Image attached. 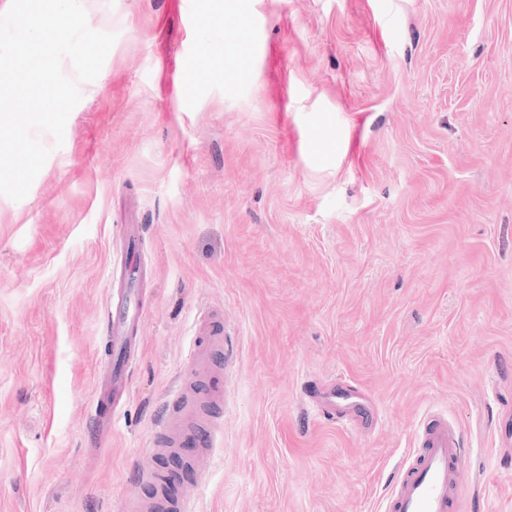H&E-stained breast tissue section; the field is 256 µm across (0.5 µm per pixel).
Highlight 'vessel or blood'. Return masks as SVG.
Returning a JSON list of instances; mask_svg holds the SVG:
<instances>
[{
	"mask_svg": "<svg viewBox=\"0 0 512 512\" xmlns=\"http://www.w3.org/2000/svg\"><path fill=\"white\" fill-rule=\"evenodd\" d=\"M143 318L137 289H128L106 311V328L112 351L100 365L91 414L96 435L109 439L112 418L129 387V370L138 353L132 330ZM202 339L193 343L189 353L192 378L181 381L173 395L179 409L164 415L159 430L151 437L154 448L178 447L184 436L198 437L203 446L213 447L215 424L225 405L226 389L209 384L207 377L213 355L225 339V331L216 322H208ZM417 461L401 468L392 487L388 512H460L464 485L465 450L460 431L442 416H427L417 427Z\"/></svg>",
	"mask_w": 512,
	"mask_h": 512,
	"instance_id": "vessel-or-blood-1",
	"label": "vessel or blood"
}]
</instances>
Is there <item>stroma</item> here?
Segmentation results:
<instances>
[{
	"label": "stroma",
	"instance_id": "35a3bbf8",
	"mask_svg": "<svg viewBox=\"0 0 512 512\" xmlns=\"http://www.w3.org/2000/svg\"><path fill=\"white\" fill-rule=\"evenodd\" d=\"M85 10L115 44L0 196V512H384L434 411L468 450L463 512H512V0ZM218 18L237 38L204 45ZM129 224L142 346L99 445ZM210 313L237 345L214 451L150 452ZM329 379L368 431L314 414Z\"/></svg>",
	"mask_w": 512,
	"mask_h": 512
}]
</instances>
